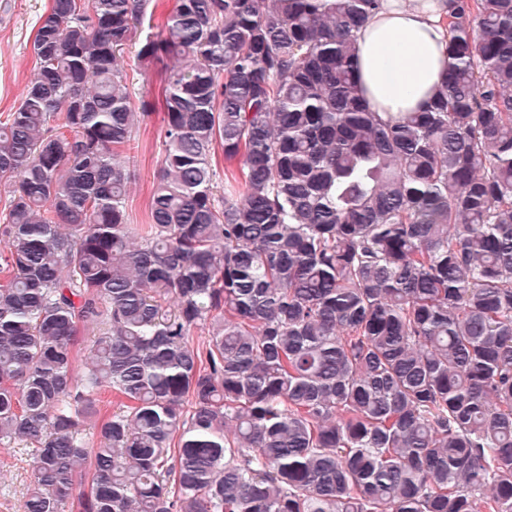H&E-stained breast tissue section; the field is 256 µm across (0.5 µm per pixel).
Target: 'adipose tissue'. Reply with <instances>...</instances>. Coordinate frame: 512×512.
Returning <instances> with one entry per match:
<instances>
[{
  "mask_svg": "<svg viewBox=\"0 0 512 512\" xmlns=\"http://www.w3.org/2000/svg\"><path fill=\"white\" fill-rule=\"evenodd\" d=\"M446 0L406 8L385 0L356 40V76L364 99L383 114L418 111L437 91L449 58Z\"/></svg>",
  "mask_w": 512,
  "mask_h": 512,
  "instance_id": "ef3b65f1",
  "label": "adipose tissue"
}]
</instances>
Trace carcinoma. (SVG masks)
Returning a JSON list of instances; mask_svg holds the SVG:
<instances>
[{"label":"carcinoma","mask_w":512,"mask_h":512,"mask_svg":"<svg viewBox=\"0 0 512 512\" xmlns=\"http://www.w3.org/2000/svg\"><path fill=\"white\" fill-rule=\"evenodd\" d=\"M150 2L51 0L0 119L23 512H512V0H449L437 94L388 119L355 76L383 0H176L156 26ZM130 44L184 62L137 226Z\"/></svg>","instance_id":"1"}]
</instances>
